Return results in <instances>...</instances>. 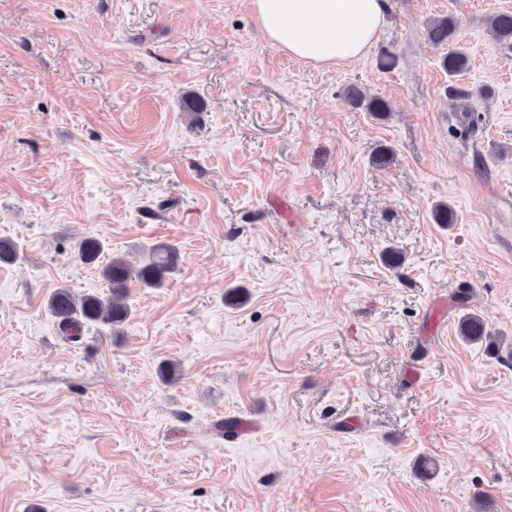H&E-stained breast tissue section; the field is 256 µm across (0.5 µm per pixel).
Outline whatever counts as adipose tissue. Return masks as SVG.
<instances>
[{
    "mask_svg": "<svg viewBox=\"0 0 512 512\" xmlns=\"http://www.w3.org/2000/svg\"><path fill=\"white\" fill-rule=\"evenodd\" d=\"M251 5L273 44L327 65L363 56L387 10V0H251Z\"/></svg>",
    "mask_w": 512,
    "mask_h": 512,
    "instance_id": "1",
    "label": "adipose tissue"
}]
</instances>
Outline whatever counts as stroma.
<instances>
[{"mask_svg": "<svg viewBox=\"0 0 512 512\" xmlns=\"http://www.w3.org/2000/svg\"><path fill=\"white\" fill-rule=\"evenodd\" d=\"M503 11L388 0L364 56L317 66L250 0H0V237L23 249L0 264V512H512ZM438 15L471 51L453 78ZM484 84L463 136L447 89ZM83 237L179 267L71 342L50 293L108 292ZM468 313L491 343L459 336ZM488 29L497 43L512 47V12H499L491 16ZM458 29L459 21L451 15L434 17L426 23L427 40L435 47L448 49L440 57V67L448 77L469 70L471 64L469 51L459 46ZM345 96L357 107H362L366 112H371L376 118L382 119L391 111L390 104L379 97H372L356 86L351 85L345 89ZM75 249L80 261L86 265H97L105 250L103 243L93 237L78 240Z\"/></svg>", "mask_w": 512, "mask_h": 512, "instance_id": "stroma-1", "label": "stroma"}]
</instances>
